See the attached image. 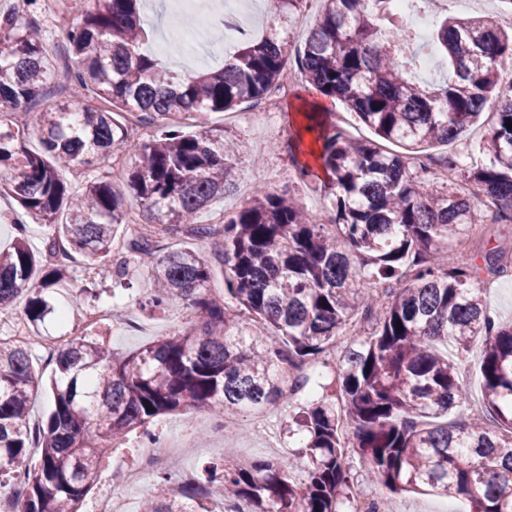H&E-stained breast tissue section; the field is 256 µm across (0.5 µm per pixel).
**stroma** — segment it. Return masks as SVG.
I'll return each instance as SVG.
<instances>
[{
  "instance_id": "obj_1",
  "label": "stroma",
  "mask_w": 512,
  "mask_h": 512,
  "mask_svg": "<svg viewBox=\"0 0 512 512\" xmlns=\"http://www.w3.org/2000/svg\"><path fill=\"white\" fill-rule=\"evenodd\" d=\"M142 11L149 22V49L164 44L176 54L194 51L196 65L203 68L222 67L225 57L234 51L238 43L237 37L233 36L225 38L223 43L194 49L189 43L180 41L171 26V0H143ZM303 92L302 85L290 83L287 96L281 99L272 117L267 120L256 117L246 104L233 112H211L203 117L195 115L188 119L175 116L174 121L181 129L194 130L202 123L220 127L226 136L244 140L249 147L248 155L240 157L235 163L236 190L202 211L200 223H216L246 207L261 186L296 197L312 212L320 207H328L323 177H313L308 183H299L287 148L294 133L288 122V114L292 105L296 104L298 95ZM151 286L146 268L132 261L127 262L119 278L105 267L98 268L96 276L91 279L84 278L82 273H75L60 287L46 293L49 305L68 309L71 318L65 324L55 316H48L44 325L45 333L49 336L66 333L70 324L78 323L87 309L115 306L122 311L121 320L103 323L96 332L106 346L119 352L137 350L185 327L191 315L183 303L172 304L154 313L143 308L141 301ZM233 425V434L225 435L223 417L205 409L186 415L167 413L158 416L152 423L161 438H177L190 444V451L173 460V467L181 480L188 482L199 477L205 465L218 460L222 450L229 449L234 456L253 460L295 453L302 443L301 435L297 434L282 438L280 447H268L263 436L255 432L253 414L249 411L241 413ZM141 444L139 432H131L111 455L104 458L100 479L86 496L83 512H95L100 499L113 493L122 495L126 512H140L143 499L156 490L155 472H147L142 484L136 487L114 486L112 474L137 464ZM388 506L389 512H468L469 509L465 498L446 499L419 492L393 496Z\"/></svg>"
}]
</instances>
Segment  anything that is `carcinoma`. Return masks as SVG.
<instances>
[{
    "instance_id": "cac0c4a2",
    "label": "carcinoma",
    "mask_w": 512,
    "mask_h": 512,
    "mask_svg": "<svg viewBox=\"0 0 512 512\" xmlns=\"http://www.w3.org/2000/svg\"><path fill=\"white\" fill-rule=\"evenodd\" d=\"M136 2L82 0L67 34L76 63L65 66L69 93L40 113L42 151L27 150L15 121L0 124V164L13 170L0 193L53 230L43 256L30 249L24 224L0 250V307L31 292L27 317L37 333L50 313L44 294L68 279L75 257L121 276L127 259L112 243L134 207L170 237L222 239L224 292H212L213 265L201 253L132 241L155 285L143 306L180 301L194 325L129 354L85 337L52 352V409L35 429L31 350L0 339V487H18L13 512H80L102 459L133 430L153 440L159 435L147 425L165 413L289 407L309 381L304 370L317 368L331 378L328 395L293 416L305 438V478L295 479L290 457L245 468L213 463L192 483L160 471L161 489L144 512H212L214 487L250 512H348L356 477L338 400L357 455L390 492L424 489L463 496L470 512H512V320L489 318L481 288L482 271L508 269L496 247L480 264L457 262L453 249L485 199L498 203L486 220L512 223V96L498 89L500 71L512 66V29L483 17L445 18L427 47L444 53L448 77L425 85L411 77L419 50L393 0H321L297 62L304 88L342 101L375 135L351 137L330 109L300 111L318 145L303 154L329 176L330 223L259 189L224 223L199 224L197 215L233 190L243 146L222 128L188 133L171 118L259 104L292 78L288 42L274 28L243 37L220 69L169 72L142 48ZM303 2L270 0L271 14L285 24ZM37 26L28 10L0 13V114L23 112L53 91L58 66ZM200 34L221 42L224 27L207 20ZM88 93L102 106L91 107ZM494 95L480 146L489 162L465 171L467 193L413 166L434 145L459 140ZM133 111L156 133L140 144L126 189L95 170L71 193L63 172L123 148L129 130L116 115ZM383 141L405 153L385 151ZM479 336L483 419L469 415L455 362L439 352L451 345L467 353ZM451 413L452 425L438 422ZM34 447L40 461L32 470Z\"/></svg>"
}]
</instances>
